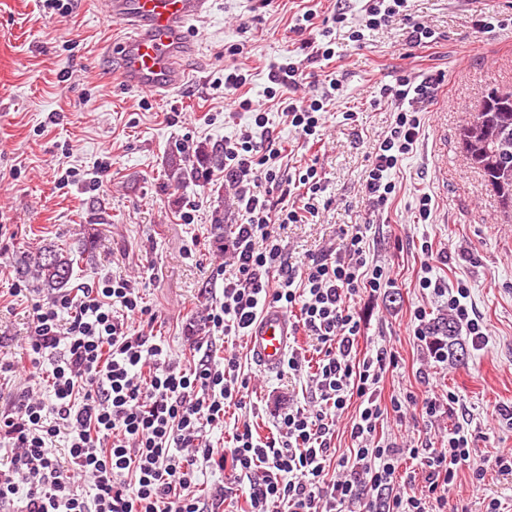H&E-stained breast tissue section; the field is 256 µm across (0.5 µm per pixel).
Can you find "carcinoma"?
Listing matches in <instances>:
<instances>
[{"instance_id":"carcinoma-1","label":"carcinoma","mask_w":512,"mask_h":512,"mask_svg":"<svg viewBox=\"0 0 512 512\" xmlns=\"http://www.w3.org/2000/svg\"><path fill=\"white\" fill-rule=\"evenodd\" d=\"M484 129L482 138L472 145L468 159L483 175L486 185L497 198L504 212H512V203L505 201V193L512 194V145L502 150L491 140L492 134L506 129L512 132V90L492 89L486 96L480 111L473 117ZM224 168V145L201 143L197 145L194 159L172 156L168 162V177L180 181L205 183L214 170ZM84 254V251H79ZM77 254V255H79ZM77 255L46 247L27 257L26 265L33 269L40 287L52 292L69 287ZM432 334L448 338V354L456 357L455 323L443 319L433 325Z\"/></svg>"}]
</instances>
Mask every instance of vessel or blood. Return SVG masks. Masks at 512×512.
Wrapping results in <instances>:
<instances>
[{"mask_svg": "<svg viewBox=\"0 0 512 512\" xmlns=\"http://www.w3.org/2000/svg\"><path fill=\"white\" fill-rule=\"evenodd\" d=\"M214 0H110L109 17L129 28L120 45V79L128 87L161 97L183 85L180 57L192 49L189 24L207 14ZM296 339L295 324L281 307H265L251 327L248 347L265 371H278Z\"/></svg>", "mask_w": 512, "mask_h": 512, "instance_id": "vessel-or-blood-1", "label": "vessel or blood"}]
</instances>
